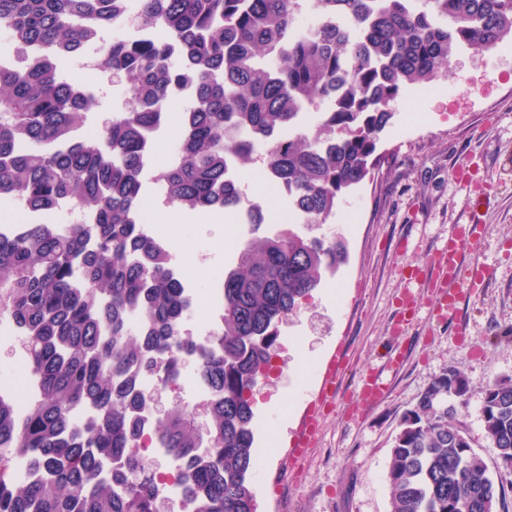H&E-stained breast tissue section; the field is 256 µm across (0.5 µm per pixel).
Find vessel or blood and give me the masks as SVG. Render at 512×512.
<instances>
[{"mask_svg": "<svg viewBox=\"0 0 512 512\" xmlns=\"http://www.w3.org/2000/svg\"><path fill=\"white\" fill-rule=\"evenodd\" d=\"M481 227L477 224H458L448 233V244L439 252L434 264L439 272L440 284L435 304L438 317L452 315L463 294V280L476 283L486 280L490 271L484 266H475L463 270L461 256L467 246L472 245L479 237Z\"/></svg>", "mask_w": 512, "mask_h": 512, "instance_id": "b4317fda", "label": "vessel or blood"}]
</instances>
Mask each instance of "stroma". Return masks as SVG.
<instances>
[{"instance_id": "1", "label": "stroma", "mask_w": 512, "mask_h": 512, "mask_svg": "<svg viewBox=\"0 0 512 512\" xmlns=\"http://www.w3.org/2000/svg\"><path fill=\"white\" fill-rule=\"evenodd\" d=\"M394 118L378 152L374 178L350 191L320 232L343 237L349 260L279 328L276 369L254 391L252 476L257 512H389L386 478L402 413L448 367L469 388L457 418L488 473L507 491L498 512H512V469L488 446L482 392L512 378V39L488 51L466 49L445 77L409 87L392 103ZM252 200L262 202L263 232L285 228L279 189L260 163L240 169ZM482 224L464 266L491 278L464 292L456 314L433 320L431 289L410 282L428 270L453 225ZM237 213L222 220L185 214L174 233L177 275L193 283L206 313L240 245L227 241ZM414 293L416 314L394 335L398 304ZM379 375L384 400L358 395L366 374ZM315 415L318 426L302 461L288 449Z\"/></svg>"}]
</instances>
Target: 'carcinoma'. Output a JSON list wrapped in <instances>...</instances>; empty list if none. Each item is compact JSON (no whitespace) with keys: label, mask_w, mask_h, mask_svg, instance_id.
<instances>
[{"label":"carcinoma","mask_w":512,"mask_h":512,"mask_svg":"<svg viewBox=\"0 0 512 512\" xmlns=\"http://www.w3.org/2000/svg\"><path fill=\"white\" fill-rule=\"evenodd\" d=\"M123 3L0 0V28L42 58L0 68V198L34 212L65 198L94 216L63 232L25 215L0 234V316L22 336L39 390L23 412L0 393V512H161L156 471L135 451L140 378L157 373L165 388L187 355L209 391L204 429L196 410L174 404L153 438L192 512H256L250 392L280 324L348 262V247L292 230L249 238L224 274L221 326L202 342L182 336V281L135 222L148 132L172 88L189 87L178 161L161 174L168 200L236 210L242 193L224 159L261 158L288 205L325 224L380 165L390 103L441 78L458 51L512 39V0H137L161 38L105 47L128 104L80 138L98 96L70 64L122 22ZM311 111L317 121L287 135ZM468 393L450 367L403 412L390 512H497L504 487L456 420ZM482 407L490 447L512 468V379L489 383ZM15 458L28 475L14 473Z\"/></svg>","instance_id":"carcinoma-1"}]
</instances>
